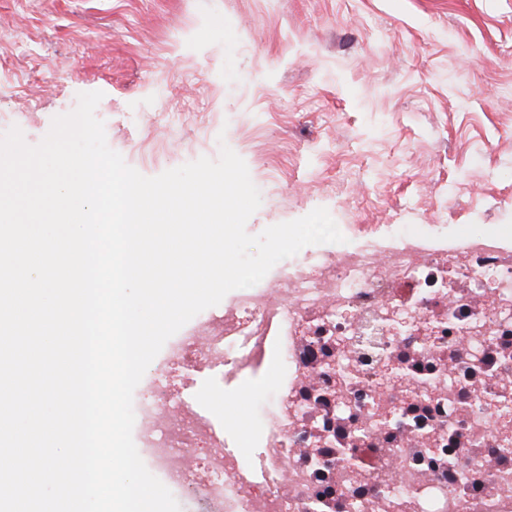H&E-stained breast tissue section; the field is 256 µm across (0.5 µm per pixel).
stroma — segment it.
Segmentation results:
<instances>
[{
	"mask_svg": "<svg viewBox=\"0 0 512 512\" xmlns=\"http://www.w3.org/2000/svg\"><path fill=\"white\" fill-rule=\"evenodd\" d=\"M99 91L109 147L153 177L228 146L249 234L512 224V0H0V134L29 144ZM172 394L256 428L271 375L174 366Z\"/></svg>",
	"mask_w": 512,
	"mask_h": 512,
	"instance_id": "obj_1",
	"label": "stroma"
}]
</instances>
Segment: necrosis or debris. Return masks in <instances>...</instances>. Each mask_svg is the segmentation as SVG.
Returning a JSON list of instances; mask_svg holds the SVG:
<instances>
[{
	"label": "necrosis or debris",
	"instance_id": "necrosis-or-debris-1",
	"mask_svg": "<svg viewBox=\"0 0 512 512\" xmlns=\"http://www.w3.org/2000/svg\"><path fill=\"white\" fill-rule=\"evenodd\" d=\"M340 231L268 272L278 297L229 292L159 360L228 383L274 370L254 453L235 421L171 417L182 403L151 372L133 395L136 447L216 512H512V225ZM202 443V467L186 468Z\"/></svg>",
	"mask_w": 512,
	"mask_h": 512
}]
</instances>
